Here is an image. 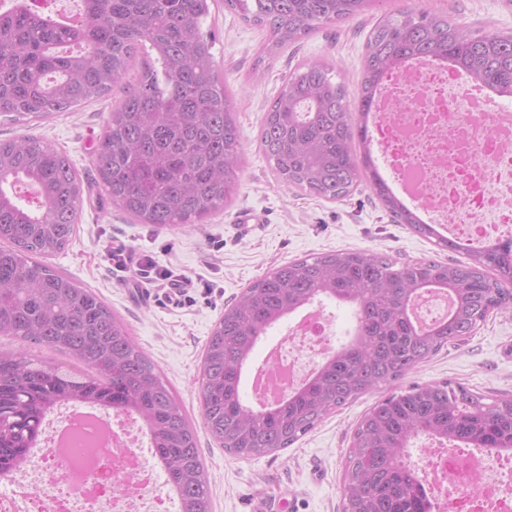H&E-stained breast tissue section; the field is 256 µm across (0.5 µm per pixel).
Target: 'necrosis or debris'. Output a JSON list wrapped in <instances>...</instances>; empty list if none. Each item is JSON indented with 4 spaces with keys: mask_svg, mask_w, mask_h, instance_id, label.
<instances>
[{
    "mask_svg": "<svg viewBox=\"0 0 512 512\" xmlns=\"http://www.w3.org/2000/svg\"><path fill=\"white\" fill-rule=\"evenodd\" d=\"M370 143L420 217L461 247L483 246L512 233V109L458 70L410 63L389 72L380 91ZM330 323L310 305L291 315L275 366L287 389L299 387L329 353ZM76 416L56 408L30 467L11 473L0 512H176L172 492L157 493L160 468L145 453L147 435L135 415L113 413L108 426L81 428L94 456L77 454L63 435ZM486 452L459 451L425 439L413 462L439 512H512V482L489 472Z\"/></svg>",
    "mask_w": 512,
    "mask_h": 512,
    "instance_id": "necrosis-or-debris-1",
    "label": "necrosis or debris"
}]
</instances>
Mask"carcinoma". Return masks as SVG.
<instances>
[{
  "label": "carcinoma",
  "instance_id": "carcinoma-1",
  "mask_svg": "<svg viewBox=\"0 0 512 512\" xmlns=\"http://www.w3.org/2000/svg\"><path fill=\"white\" fill-rule=\"evenodd\" d=\"M71 24L35 6L0 13V118L42 120L99 100L153 50L120 104L107 112L94 163L112 204L139 224H203L240 185L236 103L202 29L209 0H79ZM373 0H224L268 32L275 56L321 26L353 18ZM443 59L512 99V33L473 34L448 18L402 8L381 17L365 44L355 100L333 68L297 65L265 113L259 149L279 184L319 199L347 197L362 181L397 224L461 250L422 222L381 178L369 116L384 75L410 60ZM83 182L68 155L31 135L0 139V336L58 351L86 367L0 350V478L30 465L46 417L64 403L131 412L152 439L180 512H211L198 435L171 386L129 326L92 290L41 258L76 230ZM467 262H398L337 249L275 267L225 305L203 354L199 388L206 431L247 458L285 449L360 396L393 388L419 364L464 343L487 316L512 308V237L466 250ZM452 299L448 317L420 326L412 299ZM321 297L354 311L349 341L282 401L245 403V370L267 331ZM425 435L512 450V394L487 396L450 381L394 392L359 420L343 475V512H431L427 489L405 463Z\"/></svg>",
  "mask_w": 512,
  "mask_h": 512
}]
</instances>
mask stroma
<instances>
[{
    "label": "stroma",
    "instance_id": "stroma-1",
    "mask_svg": "<svg viewBox=\"0 0 512 512\" xmlns=\"http://www.w3.org/2000/svg\"><path fill=\"white\" fill-rule=\"evenodd\" d=\"M408 5L475 32H512V0H373L363 14L321 27L263 59L259 53L265 32L226 8L224 0H211L206 24L216 34L213 53L219 73L237 99L244 164L237 195L203 224L175 231L140 224L107 200L93 159L104 135V118L121 99V88L47 120L0 122L1 138L41 137L73 160L85 189L80 220L68 245L44 262L91 289L119 314L171 385L197 430L212 512H253L261 503L282 499L288 502L287 512H342L344 463L353 431L362 414L385 396L376 390L341 407L284 450L248 458L224 451L203 427L198 374L225 304L274 267L330 250L361 249L402 262L465 258L394 223L368 183L335 202L281 186L259 149L263 116L298 64L329 62L334 77L356 92L374 23ZM246 210L261 219L247 234L237 222ZM115 249L150 257L156 268L184 275L186 290L172 299L166 282L117 271L108 257ZM137 287L153 290L151 305L136 300ZM445 380L485 395L512 393V308L491 314L474 336L419 365L404 382Z\"/></svg>",
    "mask_w": 512,
    "mask_h": 512
}]
</instances>
